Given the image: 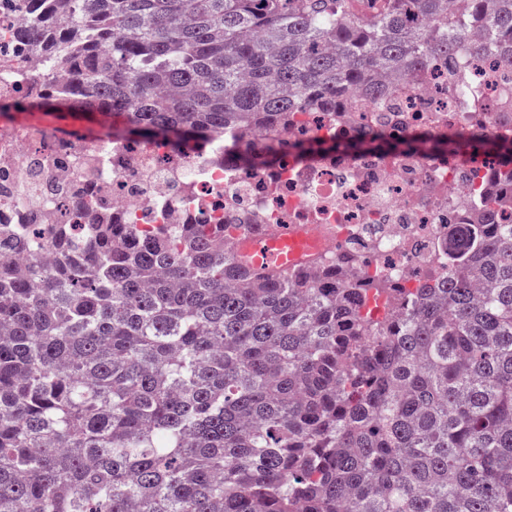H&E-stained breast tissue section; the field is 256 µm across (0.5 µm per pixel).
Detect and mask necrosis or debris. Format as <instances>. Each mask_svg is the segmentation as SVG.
<instances>
[{"mask_svg":"<svg viewBox=\"0 0 512 512\" xmlns=\"http://www.w3.org/2000/svg\"><path fill=\"white\" fill-rule=\"evenodd\" d=\"M22 26L16 0H0V89L25 91L36 76L31 57L14 43ZM386 138L455 137L512 140V65L495 52L475 57L456 49V68L434 64L416 78L390 84L378 99L354 97L336 116L310 111L279 138L344 141L371 130ZM249 137L231 130L205 144L173 152L163 142L128 143L85 137L34 119L0 116V224L44 218L50 241L56 225L74 221L77 200L94 187L95 208L129 223L178 224L190 210L201 224H313L328 241L324 258H355V273L414 290L429 262L447 260L449 228L487 227L480 204L497 160L402 152L325 151L299 161L281 149L268 167L242 161Z\"/></svg>","mask_w":512,"mask_h":512,"instance_id":"necrosis-or-debris-1","label":"necrosis or debris"}]
</instances>
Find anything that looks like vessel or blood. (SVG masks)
Segmentation results:
<instances>
[{
    "label": "vessel or blood",
    "mask_w": 512,
    "mask_h": 512,
    "mask_svg": "<svg viewBox=\"0 0 512 512\" xmlns=\"http://www.w3.org/2000/svg\"><path fill=\"white\" fill-rule=\"evenodd\" d=\"M324 240L313 225L296 224L262 235L246 234L235 245L237 260L256 273H288L313 265Z\"/></svg>",
    "instance_id": "1"
}]
</instances>
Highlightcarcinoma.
Segmentation results:
<instances>
[{"label":"carcinoma","mask_w":512,"mask_h":512,"mask_svg":"<svg viewBox=\"0 0 512 512\" xmlns=\"http://www.w3.org/2000/svg\"><path fill=\"white\" fill-rule=\"evenodd\" d=\"M22 2L43 92L0 109L61 103L177 150L241 127L254 164L297 114L449 66L473 32L512 63V0ZM474 137L288 149L468 154ZM489 148L495 214L512 143ZM92 221L57 228L48 265L32 229L0 232L37 269L0 264V512H512V222L451 230L448 267L411 294L334 264L256 276L189 214L175 234Z\"/></svg>","instance_id":"obj_1"}]
</instances>
